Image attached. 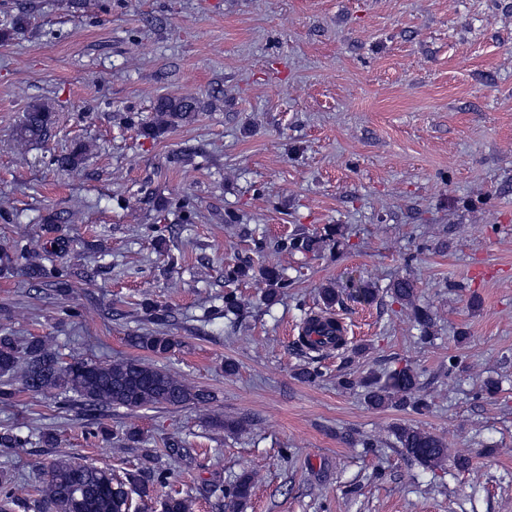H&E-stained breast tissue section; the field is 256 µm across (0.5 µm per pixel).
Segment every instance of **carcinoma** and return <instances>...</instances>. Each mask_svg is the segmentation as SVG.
Returning <instances> with one entry per match:
<instances>
[{
    "instance_id": "cac0c4a2",
    "label": "carcinoma",
    "mask_w": 512,
    "mask_h": 512,
    "mask_svg": "<svg viewBox=\"0 0 512 512\" xmlns=\"http://www.w3.org/2000/svg\"><path fill=\"white\" fill-rule=\"evenodd\" d=\"M156 111L170 117H183L197 111V103L189 99L165 98L158 102ZM52 123L51 112L41 104L29 106L23 121L15 130V141L20 148L47 135ZM319 239L304 232L293 234L280 242L289 253L307 255L318 251ZM40 252L22 248L0 247V260L6 263L25 261V270L33 278L62 277L58 271L46 269L39 263ZM261 276L267 284L264 300L273 303L289 281L279 269L265 267ZM349 296L369 303L374 294L371 289L350 281L346 284ZM391 294L411 307L420 329L417 341L431 344L435 340V318L429 308L415 303V286L407 278L392 283ZM304 334L298 337V347L320 353L329 347L340 349L345 337L339 325L323 322L312 316L304 322ZM132 343L157 357L171 353L177 341L169 333L155 332L136 336ZM344 389L366 390L367 403L372 407L410 409L422 413L430 408L423 396L419 375L411 368L386 370L362 378L349 374L338 377ZM34 395L73 393L92 408L122 407L137 410L148 406L165 405L179 408L187 404H205L208 392L191 385L185 379L139 358H126L111 364L88 359L61 360L59 354L46 341L39 338H20L10 333L0 335V402L9 404L19 390ZM391 434L401 453L424 469L434 470L448 459V448L443 441L428 432L407 425H396ZM146 493L141 475L124 473L117 476L109 471L81 465L65 457L58 458L44 473L37 487L38 498L33 500L34 512L49 508L52 512H76V500L82 496L90 500L92 512H123L129 508L127 487ZM253 489L252 475L244 471L223 486L221 493L226 507L234 510L245 503ZM16 504L15 484L12 476L0 471V512H12ZM194 499L179 493L167 497L161 504L162 512H193Z\"/></svg>"
}]
</instances>
